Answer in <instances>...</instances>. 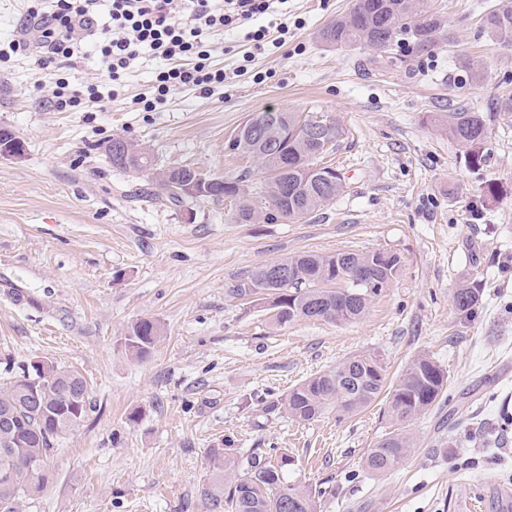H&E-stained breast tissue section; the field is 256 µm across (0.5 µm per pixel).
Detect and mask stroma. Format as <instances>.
I'll return each mask as SVG.
<instances>
[{
    "mask_svg": "<svg viewBox=\"0 0 512 512\" xmlns=\"http://www.w3.org/2000/svg\"><path fill=\"white\" fill-rule=\"evenodd\" d=\"M446 20L435 43L384 52L336 50L317 33L353 0H288L276 48L247 40L265 15L206 39L229 81L169 93L153 112L136 100L158 68L142 54L118 81L92 43L79 78L112 93L105 108L58 111L53 76L33 58L0 62V128L25 156L0 158V377L45 360L81 372L93 410L47 463L44 490L19 512H209L210 451L246 468L288 453V482L312 489L317 512H512V46L481 16L512 0H426ZM483 69L472 82L462 65ZM491 115L486 161L466 165L449 110ZM273 108L327 116L345 130L327 165L344 188L301 221L236 224L227 203L164 204L142 175L112 167L101 144L121 137L163 167L221 177L259 173L225 150L248 115ZM394 251L402 266L362 318L276 325L266 304L232 288L258 266L299 253ZM481 280L470 314L452 294ZM161 326L136 359L124 337ZM448 372L437 406L407 423L416 447L399 466L368 472L364 457L392 426L375 402L344 418L298 423L265 404L348 358L380 359L395 381L416 356ZM161 338L160 325L150 319H140L132 324L125 336L126 349L137 359L148 357Z\"/></svg>",
    "mask_w": 512,
    "mask_h": 512,
    "instance_id": "obj_1",
    "label": "stroma"
}]
</instances>
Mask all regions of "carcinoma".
I'll return each mask as SVG.
<instances>
[{
	"mask_svg": "<svg viewBox=\"0 0 512 512\" xmlns=\"http://www.w3.org/2000/svg\"><path fill=\"white\" fill-rule=\"evenodd\" d=\"M485 31L494 39L512 44V8H497L482 19ZM441 29V18L426 7L425 0H354L350 10L330 21L319 31L320 41L338 49L367 47L383 51L401 37L411 38L416 45L431 43ZM490 116L483 112L457 109L448 113V136L462 149L471 168L486 160ZM129 171L142 173L155 186V197L172 204L183 198L161 188L162 179L154 158L140 145L128 143ZM240 154H245L267 174L260 182L245 176H224L221 194L241 191L231 219L237 224H255L256 216L266 215V222L280 219L306 218L330 203L343 191V184H329L318 176L319 159L326 155L310 144L303 128L288 129L281 147L270 149L261 141L239 137ZM288 268L293 282L275 287L265 279L266 265L255 268L247 281L233 287L238 297L252 295L266 301L278 312L282 325L297 319L351 322L365 313L370 298L388 287L401 267V257L392 251L339 252L332 255L298 254L278 260ZM363 271L365 280L354 284L355 269ZM479 282L462 284L452 296L453 307L468 314L479 303ZM161 338L160 325L150 319L132 324L125 336L126 349L137 359L148 357ZM19 371L0 383V503H17L40 493L47 478L38 475L37 462L47 463L56 445L83 425L91 401L78 414L62 411L63 402L72 394L90 395L86 378L77 370L47 364L38 381L40 406L30 403L25 382L26 370ZM447 382V372L429 355L411 360L395 384L386 385L383 365L370 356H354L335 368L315 374L294 386L277 407L287 418L312 422L329 410L353 416L385 396L384 413L394 430L386 433L365 455V467L382 474L411 454L414 437L400 426L426 413L438 402ZM213 469L204 488L210 512H317L315 495L305 486L284 479L292 457L283 454L273 463L255 456L247 468L238 471L235 463L226 461L218 450L211 452Z\"/></svg>",
	"mask_w": 512,
	"mask_h": 512,
	"instance_id": "cac0c4a2",
	"label": "carcinoma"
}]
</instances>
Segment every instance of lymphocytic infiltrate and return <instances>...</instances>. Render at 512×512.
Here are the masks:
<instances>
[{
	"label": "lymphocytic infiltrate",
	"instance_id": "1",
	"mask_svg": "<svg viewBox=\"0 0 512 512\" xmlns=\"http://www.w3.org/2000/svg\"><path fill=\"white\" fill-rule=\"evenodd\" d=\"M287 0H49L47 6L28 9L33 21L29 40L10 41L0 49V60L27 53L38 46V69H71L85 37L95 39L100 65L110 80L151 51L161 68L152 99L144 111H154L175 88L196 87L208 92L224 81L223 70L213 68L206 50L205 31L238 28L261 15L278 13Z\"/></svg>",
	"mask_w": 512,
	"mask_h": 512
}]
</instances>
